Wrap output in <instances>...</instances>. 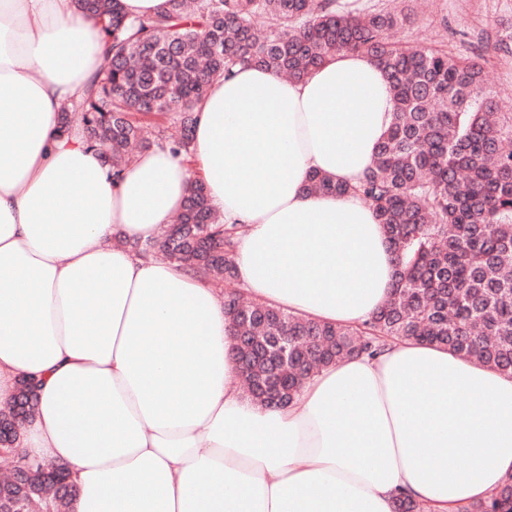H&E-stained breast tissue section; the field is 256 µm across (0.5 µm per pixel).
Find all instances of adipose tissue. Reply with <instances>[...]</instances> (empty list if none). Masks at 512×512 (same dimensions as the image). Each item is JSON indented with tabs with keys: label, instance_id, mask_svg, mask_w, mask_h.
Returning a JSON list of instances; mask_svg holds the SVG:
<instances>
[{
	"label": "adipose tissue",
	"instance_id": "ef3b65f1",
	"mask_svg": "<svg viewBox=\"0 0 512 512\" xmlns=\"http://www.w3.org/2000/svg\"><path fill=\"white\" fill-rule=\"evenodd\" d=\"M100 25L72 0H0V408L38 387L23 463L52 462L73 512H461L512 476V375L390 341L314 374L285 407L244 394L224 290L132 242L157 239L197 169L240 225L252 299L356 327L395 256L359 184L392 122L382 68L343 51L300 80L238 67L197 107L192 159L152 147L120 179L66 103L97 76Z\"/></svg>",
	"mask_w": 512,
	"mask_h": 512
}]
</instances>
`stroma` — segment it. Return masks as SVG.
Masks as SVG:
<instances>
[{
	"instance_id": "stroma-1",
	"label": "stroma",
	"mask_w": 512,
	"mask_h": 512,
	"mask_svg": "<svg viewBox=\"0 0 512 512\" xmlns=\"http://www.w3.org/2000/svg\"><path fill=\"white\" fill-rule=\"evenodd\" d=\"M511 26L512 0H426L396 37L423 47L444 43L457 55L484 54L485 91L499 111L512 113V54L494 47Z\"/></svg>"
}]
</instances>
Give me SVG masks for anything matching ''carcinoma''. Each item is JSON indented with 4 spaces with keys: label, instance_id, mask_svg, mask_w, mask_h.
Wrapping results in <instances>:
<instances>
[{
    "label": "carcinoma",
    "instance_id": "carcinoma-1",
    "mask_svg": "<svg viewBox=\"0 0 512 512\" xmlns=\"http://www.w3.org/2000/svg\"><path fill=\"white\" fill-rule=\"evenodd\" d=\"M352 0H168L148 19L128 17L121 0H77L100 19L106 51L100 77L78 106L86 139L104 148L119 175L133 144L168 145L193 155L195 109L211 79L258 66L294 79L343 50L372 56L385 71L393 120L374 166L357 186L315 174L309 190L354 194L384 225L398 264L383 308L355 329L305 319L247 301L236 280L237 227L223 223L202 183L192 181L177 222L144 255L159 254L197 276L224 280V309L246 310L240 322L255 378L288 382L282 403L320 369L352 355L375 356L388 340H418L512 374V115L496 113L483 91L484 67L447 46L390 41L414 10ZM261 19L264 29L255 28ZM279 345L288 363L268 357ZM36 398L19 387L0 410V447L18 453ZM65 473L33 464L0 481V512H71ZM464 512H512V477Z\"/></svg>",
    "mask_w": 512,
    "mask_h": 512
}]
</instances>
